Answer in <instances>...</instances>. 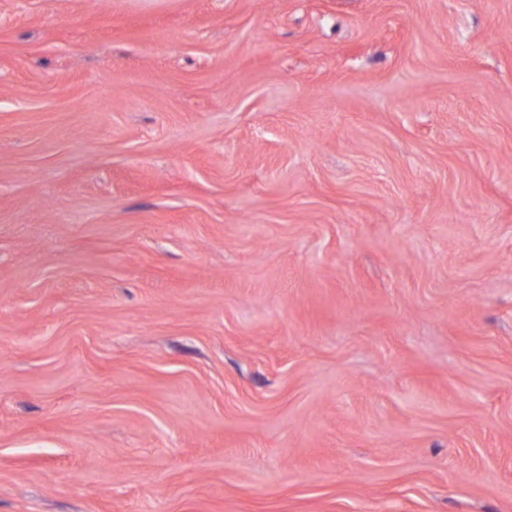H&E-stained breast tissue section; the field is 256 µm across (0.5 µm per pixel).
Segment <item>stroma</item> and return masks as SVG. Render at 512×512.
Listing matches in <instances>:
<instances>
[{"instance_id": "35a3bbf8", "label": "stroma", "mask_w": 512, "mask_h": 512, "mask_svg": "<svg viewBox=\"0 0 512 512\" xmlns=\"http://www.w3.org/2000/svg\"><path fill=\"white\" fill-rule=\"evenodd\" d=\"M0 512H512V0H0Z\"/></svg>"}]
</instances>
